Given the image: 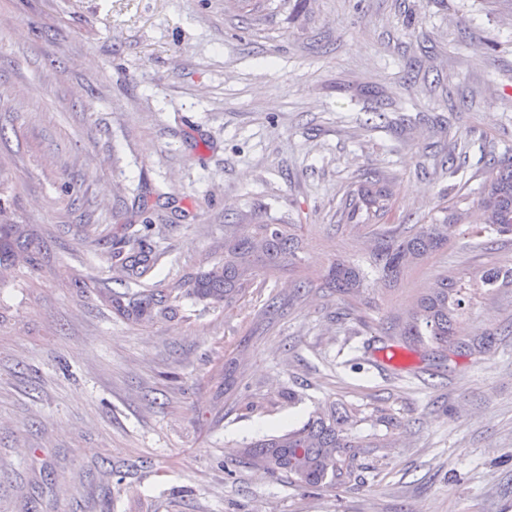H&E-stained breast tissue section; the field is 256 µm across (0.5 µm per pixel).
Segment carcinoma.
Returning <instances> with one entry per match:
<instances>
[{
	"label": "carcinoma",
	"mask_w": 512,
	"mask_h": 512,
	"mask_svg": "<svg viewBox=\"0 0 512 512\" xmlns=\"http://www.w3.org/2000/svg\"><path fill=\"white\" fill-rule=\"evenodd\" d=\"M389 193L371 175L354 192L349 193L344 209L351 217L366 212L381 218L389 209ZM477 206L483 211L484 225L472 229L471 235H512V157H491L486 163L485 178ZM441 218L430 224H415L410 234L399 236L388 232L373 252L382 276L398 282L406 268L448 245L451 233L461 217L459 202L439 207ZM0 207V270L17 263L35 266L30 251V237L23 225L3 219ZM127 242L137 250L124 254L117 250L111 258L119 263L129 279H143L153 270L158 256L145 249L143 240L133 233ZM297 237L290 224H226L224 225V257L206 270L185 275L167 286H154L133 291L125 288H97L102 305L116 315L135 324H155L177 315L185 300L204 302L223 308L246 295L261 272H273L297 258ZM481 282L491 288L512 286V268L490 267L482 271ZM323 287L353 301H362L364 281L356 266L337 260L330 264ZM471 303V295L463 278L444 275L436 287L420 295L401 325L400 335L417 342L427 336L443 347L454 335V321ZM353 412L332 405L309 419L302 427L247 447L246 463L258 465L274 474H284L302 486L320 487L339 479L344 468L354 460L355 441L349 436Z\"/></svg>",
	"instance_id": "obj_1"
}]
</instances>
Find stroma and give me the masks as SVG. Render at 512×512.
I'll use <instances>...</instances> for the list:
<instances>
[{
	"label": "stroma",
	"instance_id": "stroma-1",
	"mask_svg": "<svg viewBox=\"0 0 512 512\" xmlns=\"http://www.w3.org/2000/svg\"><path fill=\"white\" fill-rule=\"evenodd\" d=\"M510 149L493 0H0V202L37 258L0 280V512H512V288L480 281L512 236L468 235ZM368 173L391 209L347 219ZM451 191L466 223L389 285L374 239ZM257 223L297 225L298 258L229 307L138 326L94 293L117 225H150L167 285ZM337 258L364 303L321 288ZM445 273L473 296L449 346L398 336ZM332 403L363 444L336 486L239 463Z\"/></svg>",
	"mask_w": 512,
	"mask_h": 512
}]
</instances>
